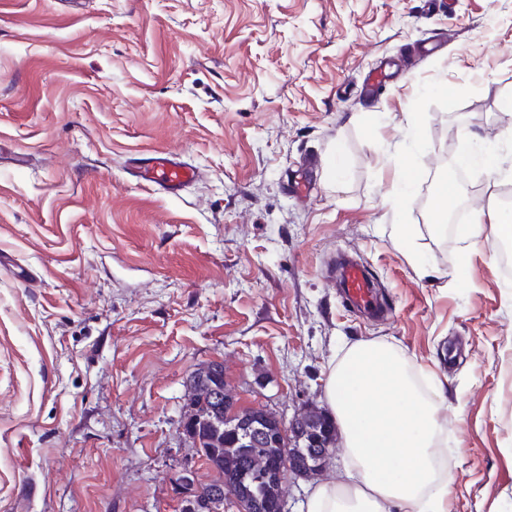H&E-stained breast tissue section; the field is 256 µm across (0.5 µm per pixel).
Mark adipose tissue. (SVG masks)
Wrapping results in <instances>:
<instances>
[{
    "label": "adipose tissue",
    "mask_w": 512,
    "mask_h": 512,
    "mask_svg": "<svg viewBox=\"0 0 512 512\" xmlns=\"http://www.w3.org/2000/svg\"><path fill=\"white\" fill-rule=\"evenodd\" d=\"M324 393L344 441V480L316 486L308 512H445L440 404L398 347L376 340L342 347Z\"/></svg>",
    "instance_id": "ef3b65f1"
}]
</instances>
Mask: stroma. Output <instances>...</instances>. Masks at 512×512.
Listing matches in <instances>:
<instances>
[{
	"instance_id": "1",
	"label": "stroma",
	"mask_w": 512,
	"mask_h": 512,
	"mask_svg": "<svg viewBox=\"0 0 512 512\" xmlns=\"http://www.w3.org/2000/svg\"><path fill=\"white\" fill-rule=\"evenodd\" d=\"M511 97L512 0H0V512H180L179 471L213 476L191 372L287 419L365 339L442 389L447 512H512V276L492 226L467 251L429 207L475 150L459 205L501 207ZM155 151L199 169L180 197L131 176ZM342 254L390 316L343 301Z\"/></svg>"
}]
</instances>
